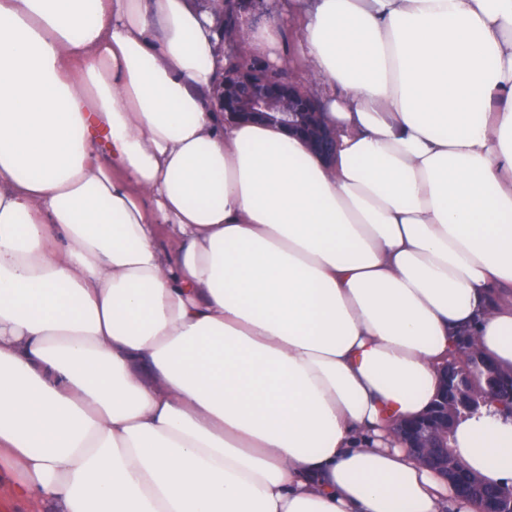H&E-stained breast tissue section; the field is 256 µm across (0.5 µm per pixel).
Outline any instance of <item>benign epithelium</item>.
<instances>
[{"instance_id":"obj_1","label":"benign epithelium","mask_w":512,"mask_h":512,"mask_svg":"<svg viewBox=\"0 0 512 512\" xmlns=\"http://www.w3.org/2000/svg\"><path fill=\"white\" fill-rule=\"evenodd\" d=\"M204 2L221 18L225 56L249 54L234 38L235 31L245 26L241 13L243 0H235L230 10L224 8V0ZM274 71L276 74L271 78L258 77L246 70L223 73L214 98L224 110V119L282 126L304 140L316 155L332 158L336 137L323 121L317 98L292 73L277 67ZM454 360L468 372V380L443 367L437 397L428 413L395 425L394 432L426 467L452 483L464 480L472 498L479 503V512H512V488L488 490L486 483L470 473L449 447L457 421L473 400L487 399L512 410V393L507 397L501 395V389L512 388V372H502L471 348L457 350Z\"/></svg>"}]
</instances>
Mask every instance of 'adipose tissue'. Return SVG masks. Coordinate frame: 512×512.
<instances>
[{
  "mask_svg": "<svg viewBox=\"0 0 512 512\" xmlns=\"http://www.w3.org/2000/svg\"><path fill=\"white\" fill-rule=\"evenodd\" d=\"M199 0H0V488L51 512H477L392 434L512 371V0H283L332 161L228 123ZM453 451L512 483V416Z\"/></svg>",
  "mask_w": 512,
  "mask_h": 512,
  "instance_id": "ef3b65f1",
  "label": "adipose tissue"
}]
</instances>
